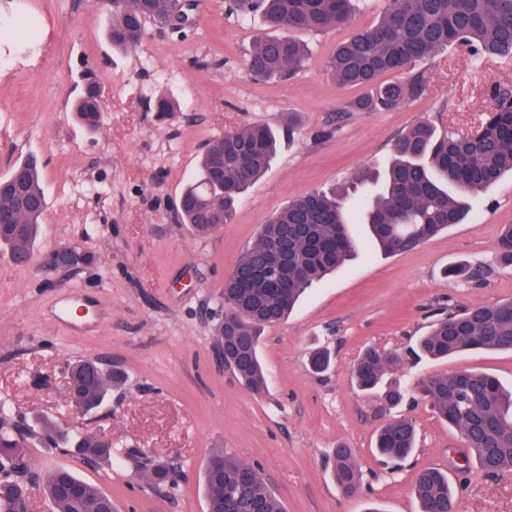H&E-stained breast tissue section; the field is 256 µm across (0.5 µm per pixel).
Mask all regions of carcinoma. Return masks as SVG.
I'll list each match as a JSON object with an SVG mask.
<instances>
[{"instance_id":"obj_1","label":"carcinoma","mask_w":512,"mask_h":512,"mask_svg":"<svg viewBox=\"0 0 512 512\" xmlns=\"http://www.w3.org/2000/svg\"><path fill=\"white\" fill-rule=\"evenodd\" d=\"M170 0H112V24L107 36L116 50L136 47L147 23L168 25ZM230 9L260 13L272 28L290 32H323L348 22L351 0H232ZM466 44L476 55L512 53V0H387L382 18L340 43L328 71L341 88L358 87L365 94L348 102L343 116L353 112L399 109L423 98L429 80L419 71L409 79L384 81L388 74L409 69L452 45ZM307 56L304 43L292 37L268 35L254 42L246 70L256 81L288 79ZM102 90L91 86L72 104L77 119L91 130L103 120ZM281 130L266 124L244 126L214 139L203 154L196 176L180 199L182 223L206 235L232 222L250 185L270 167ZM512 173V87L499 86L483 121L466 135L440 131L420 122L396 139L382 172L361 169L350 188L367 187L360 197L315 191L289 200L261 226L254 244L224 282V323L217 346L225 368L255 394L267 388L258 343L261 331L283 321L303 293L335 272L356 254L359 244L351 226H367L370 242L384 254L405 252L460 224L469 211L468 199ZM46 195L36 160L26 158L0 178V250L13 257L30 254L41 231ZM288 240V287L277 293L261 273L267 250ZM499 261L512 266V224L500 230ZM491 349L512 353V299L480 305L438 318L416 342L417 358L448 359L464 352ZM400 359L367 349L354 364L357 386L376 394L388 409L397 407L403 392L385 382ZM89 360L68 364L74 386L73 405L97 409L107 398L115 376L100 367L86 375ZM471 390L458 384V373L430 377L416 386L437 416L461 437L467 456L488 476L512 468V391L488 374L468 371ZM0 401V512H19L33 484L42 483L54 512H114L112 499L76 473L60 468L42 476L30 469L26 443L58 448L71 444L86 458L112 463L117 456L151 485L176 487V472L167 462L132 447L118 452L99 434L65 435L46 418L33 424H6ZM416 427L405 417L392 418L377 433L376 453L397 467L416 449ZM210 458L224 461L221 474L204 469L207 512H285L275 491L255 465L222 449ZM332 475L345 493L358 489L362 472L350 450H335ZM420 512H457V493L441 470L428 468L413 478Z\"/></svg>"}]
</instances>
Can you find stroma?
<instances>
[{"label":"stroma","instance_id":"stroma-1","mask_svg":"<svg viewBox=\"0 0 512 512\" xmlns=\"http://www.w3.org/2000/svg\"><path fill=\"white\" fill-rule=\"evenodd\" d=\"M384 6L356 0L347 28L300 34L309 56L295 79L256 82L245 58L268 29L259 15L231 14L228 0H197L189 27L148 25L125 52L106 39L108 0H0V177L35 156L48 202L30 263L0 254V398L14 415L49 416L74 433L109 434L114 448L171 459L181 476L176 489L157 491L124 462L98 467L40 447L29 451L33 471L70 468L108 494L117 512H206L203 468L221 448L258 466L285 512H365L372 502L382 512H419L413 476L427 467L462 484L457 512H512V470L490 477L465 463L460 436L423 399L399 409L416 424L415 452L402 469L382 465L374 442L388 417L351 375L374 346L399 357L390 378L404 385L458 370L512 385L511 352L405 357L440 311L512 298V267L495 261L500 229L512 224L511 174L474 197L463 223L408 252L361 251L309 288L287 320L263 332L266 393L248 391L218 356L224 279L272 213L289 199L342 185L362 166H385L395 137L417 123L470 132L492 90L512 87V55L476 61L454 45L421 62L426 97L341 117L360 92L336 85L328 59L350 32L376 23ZM90 80L105 103L94 132L70 111ZM161 99L171 111H157ZM290 115L293 137L282 140L233 223L205 236L180 224L183 188L210 141ZM64 248L91 263L53 268L50 256ZM462 264L482 269V277L444 276V268ZM69 299L79 305L81 330L57 317V305ZM320 347L330 349L332 365L317 374L309 356ZM86 358L123 378L83 415L67 404L63 369ZM41 378L51 379V389L37 387ZM340 446L364 475L354 496L327 468Z\"/></svg>","mask_w":512,"mask_h":512}]
</instances>
